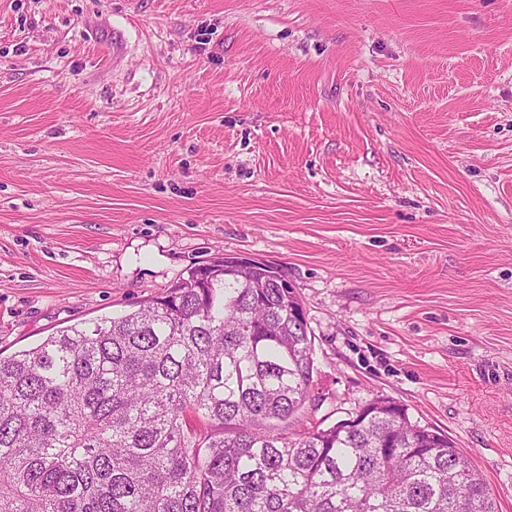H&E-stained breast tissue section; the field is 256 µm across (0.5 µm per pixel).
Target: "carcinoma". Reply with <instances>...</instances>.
<instances>
[{
	"mask_svg": "<svg viewBox=\"0 0 512 512\" xmlns=\"http://www.w3.org/2000/svg\"><path fill=\"white\" fill-rule=\"evenodd\" d=\"M284 276L195 263L0 358V512H497L454 441L393 400L290 430L314 358Z\"/></svg>",
	"mask_w": 512,
	"mask_h": 512,
	"instance_id": "carcinoma-1",
	"label": "carcinoma"
}]
</instances>
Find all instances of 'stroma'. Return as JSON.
<instances>
[{"instance_id": "obj_1", "label": "stroma", "mask_w": 512, "mask_h": 512, "mask_svg": "<svg viewBox=\"0 0 512 512\" xmlns=\"http://www.w3.org/2000/svg\"><path fill=\"white\" fill-rule=\"evenodd\" d=\"M223 253L512 512V0H0V354Z\"/></svg>"}]
</instances>
